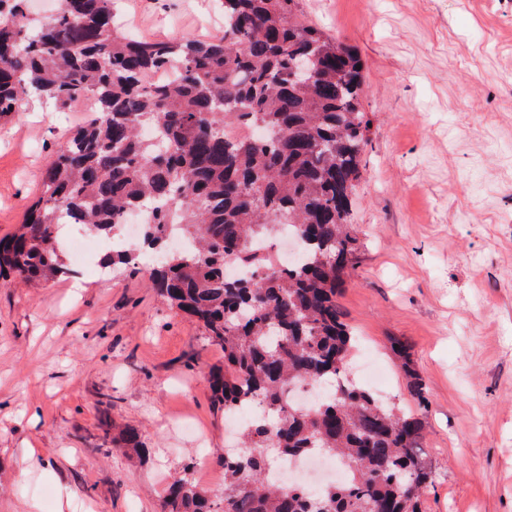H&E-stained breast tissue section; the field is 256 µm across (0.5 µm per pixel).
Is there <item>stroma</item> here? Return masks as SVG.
I'll list each match as a JSON object with an SVG mask.
<instances>
[{
  "label": "stroma",
  "mask_w": 512,
  "mask_h": 512,
  "mask_svg": "<svg viewBox=\"0 0 512 512\" xmlns=\"http://www.w3.org/2000/svg\"><path fill=\"white\" fill-rule=\"evenodd\" d=\"M357 52L368 146L360 242L338 302L351 367L387 371L383 399L419 412L434 480L421 512H512V0H301ZM140 38L208 39L222 0H113ZM81 105L31 99L0 122V237L14 233ZM0 283V512H160L187 468L220 502L231 435L209 377L224 353L147 286L142 264ZM85 288L73 292V281ZM406 345L414 398L392 347ZM136 428L143 456L124 447ZM49 473L28 472V447Z\"/></svg>",
  "instance_id": "stroma-1"
}]
</instances>
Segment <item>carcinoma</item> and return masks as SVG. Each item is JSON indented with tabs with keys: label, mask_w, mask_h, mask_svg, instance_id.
<instances>
[{
	"label": "carcinoma",
	"mask_w": 512,
	"mask_h": 512,
	"mask_svg": "<svg viewBox=\"0 0 512 512\" xmlns=\"http://www.w3.org/2000/svg\"><path fill=\"white\" fill-rule=\"evenodd\" d=\"M26 4L0 0V120L29 95L96 109L56 151L18 231L0 238V271L29 284L66 276L61 224L114 237L137 211L152 250L174 229L191 245L153 267L149 287L224 352L211 375L224 414L264 406L240 432L244 453L224 457L222 512H418L433 481L421 419L343 382L355 332L336 294L358 250L351 212L367 146L358 56L299 0H224V33L207 40L132 37L113 25L112 0H60L40 18ZM303 59L307 84L296 79ZM170 69L172 80L153 82ZM280 225L296 228L303 251L284 268L246 248ZM100 264L133 261L118 249ZM231 264L251 276L228 278ZM329 380L316 407L285 404L287 387ZM315 450L348 475L315 498L268 482L275 458ZM162 512L213 503L183 476Z\"/></svg>",
	"instance_id": "1"
}]
</instances>
